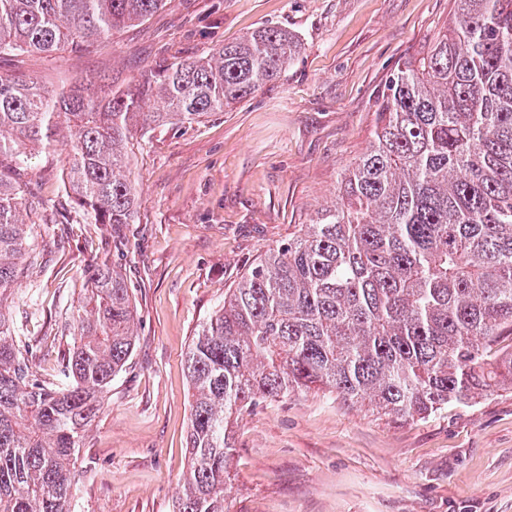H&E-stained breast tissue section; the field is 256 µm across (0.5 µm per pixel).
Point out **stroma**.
I'll list each match as a JSON object with an SVG mask.
<instances>
[{"label": "stroma", "mask_w": 512, "mask_h": 512, "mask_svg": "<svg viewBox=\"0 0 512 512\" xmlns=\"http://www.w3.org/2000/svg\"><path fill=\"white\" fill-rule=\"evenodd\" d=\"M454 9V0H165L90 50L0 58L1 74L56 89L103 75L127 83L259 26L301 45L253 97L134 138L141 205L122 248L63 190L67 137L28 157L39 245L8 306L38 377L52 380L68 351L88 263L120 269L137 310L133 354L79 453L78 512H173L188 461L193 336L251 264L336 200L345 168L372 141L391 74ZM233 433L230 512H512L508 386L406 420L312 389L239 415Z\"/></svg>", "instance_id": "35a3bbf8"}]
</instances>
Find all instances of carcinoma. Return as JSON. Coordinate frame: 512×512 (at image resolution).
I'll use <instances>...</instances> for the list:
<instances>
[{"instance_id":"1","label":"carcinoma","mask_w":512,"mask_h":512,"mask_svg":"<svg viewBox=\"0 0 512 512\" xmlns=\"http://www.w3.org/2000/svg\"><path fill=\"white\" fill-rule=\"evenodd\" d=\"M164 0H0V56L86 49L147 21ZM300 49L261 26L235 43L147 70L49 90L0 74V512H75L88 427L135 345L136 308L107 262L84 269L72 346L36 377L5 304L36 221L24 163L70 137L63 169L92 224L134 223L130 139L192 123L280 78ZM161 112H145L149 99ZM512 0H456L448 24L397 67L368 150L304 232L254 263L185 356L188 470L174 512H229L230 417L325 388L396 418L429 416L512 386Z\"/></svg>"}]
</instances>
